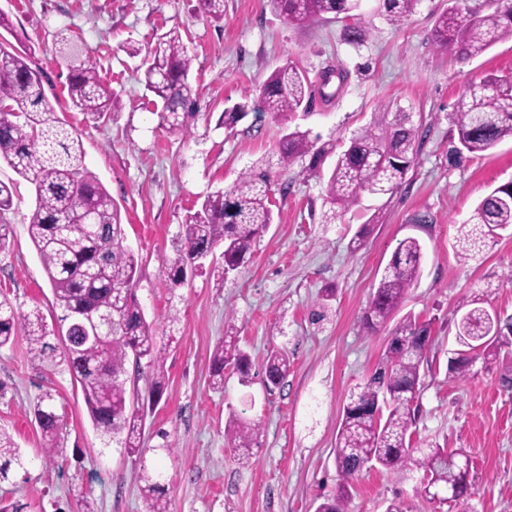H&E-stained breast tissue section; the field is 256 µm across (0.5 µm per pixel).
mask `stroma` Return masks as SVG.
<instances>
[{"label":"stroma","mask_w":512,"mask_h":512,"mask_svg":"<svg viewBox=\"0 0 512 512\" xmlns=\"http://www.w3.org/2000/svg\"><path fill=\"white\" fill-rule=\"evenodd\" d=\"M449 0H418L401 24H391L378 0H361L368 30L350 42L349 22L328 18L297 26L268 0H224V17L203 16L198 0H0L8 20L0 37L30 46L57 115L81 137L87 168L119 205L125 243L141 261L136 285L145 318L162 349L167 388L144 419L142 459L107 442L89 417L79 386L62 370L31 361L25 338L0 348V428L18 443L24 472L0 484V500L21 512H149L140 494L142 471L160 474L169 512H315L339 483L334 448L342 409L354 388L385 355L391 330L367 329L369 299L398 242L417 237L421 276L401 307L430 322L421 365L415 446L461 448L471 459L470 495L462 502L425 501L423 473L398 476L367 469L353 480L346 512H384L395 499L414 512H512V346L502 345L491 368L474 365L464 379L448 374L458 349L456 322L480 300L512 316V229L488 240L474 260L455 254L457 230L494 188L512 182V140L476 158L450 157V118L464 88L493 73L512 76V40L460 59L437 48L432 32ZM176 29L193 57L190 82L198 115L188 134L158 125L142 63L158 34ZM78 41L121 108L92 119L73 108L68 69L55 51L58 33ZM290 63L309 79L312 96L293 118L310 130L320 163L302 157L277 162L284 120L248 116L235 128L220 123L235 104L255 102L263 81ZM338 79L323 84L325 73ZM417 130L414 161L401 185L385 195L363 194L348 209L326 200L330 168L350 137L397 113ZM271 162L274 221L257 239L248 263L225 273L215 260L207 274L172 286L173 258L189 209L232 187L259 159ZM0 181L15 185L8 250L0 251V300L40 309L48 325L59 315L27 223L31 185L0 163ZM370 232L360 248V225ZM335 296L321 307L320 295ZM324 308L323 320L312 313ZM252 362L249 383L233 369L212 389L211 356L227 327ZM285 350L290 368L281 388L267 392L264 360ZM52 391L66 426V461L42 455L31 408ZM258 424L250 460L224 434L230 415ZM169 451L159 450L158 431Z\"/></svg>","instance_id":"obj_1"}]
</instances>
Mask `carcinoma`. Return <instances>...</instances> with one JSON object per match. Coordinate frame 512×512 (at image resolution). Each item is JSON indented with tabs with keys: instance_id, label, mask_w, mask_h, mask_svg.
Masks as SVG:
<instances>
[{
	"instance_id": "carcinoma-1",
	"label": "carcinoma",
	"mask_w": 512,
	"mask_h": 512,
	"mask_svg": "<svg viewBox=\"0 0 512 512\" xmlns=\"http://www.w3.org/2000/svg\"><path fill=\"white\" fill-rule=\"evenodd\" d=\"M272 9L292 24L308 26L332 14H349V0H268ZM418 0H387V19L400 24ZM493 11L483 15L454 0L437 21L434 45L458 50L466 58L481 55L494 44L512 40V5L493 0ZM59 56L68 63V95L73 107L99 119L119 110L120 99L107 91L98 69L82 59V50L67 37L56 40ZM193 59L177 30L157 38L144 62V84L158 98L159 126L170 133L186 134L195 119L194 91L189 82ZM32 52L0 46V162L7 163L34 186L35 205L28 218V233L39 255L61 311L57 329H48L40 310H16L0 301V348L25 337L33 360L45 367H61L80 386L93 426L112 438L130 456L141 457V428L145 405L156 406L166 385L164 359L136 294L138 256L124 244L121 212L99 178L84 165L77 133L68 131L47 99L44 83L31 76ZM310 100L306 76L295 66L275 70L260 87V108L287 118ZM248 115V103L224 112V127L232 128ZM452 155H480L512 138V79L489 75L462 93L453 113ZM417 131L407 115H400L386 129L370 124L349 140L337 155L327 180V200L346 209L362 192L373 194L396 188L412 162ZM310 132L294 128L280 144V161L290 164L310 153ZM273 222L268 174L255 166L230 190L204 197L198 209L185 215L175 257L168 261L174 285L186 280V270L206 273V262L218 254L224 269L236 271L252 255L257 236ZM512 227V184L495 188L479 201L459 226L456 249L466 261L475 257L497 231ZM424 259L420 241L401 240L372 295L365 313L373 329L388 322L405 295L419 279ZM512 333V317L503 320L498 337L470 357L463 351L448 360L455 377L471 372L472 360L483 365L496 360L504 332ZM70 336L63 342L60 335ZM431 323L412 315L402 317L390 332L382 364L343 407L336 436V467L341 484L333 498H326L316 512H345L350 482L365 468L380 467L402 475L423 471L416 495L429 499L427 489H450L453 501L464 499L468 478L446 448H415L410 428L415 410L408 406L420 386L423 353L418 347L430 338ZM489 335L488 311L474 306L457 323V339L469 349ZM248 374L250 357L228 329L212 354V385L224 388V368ZM288 356L272 350L264 364L268 390L279 387L288 373ZM148 369L151 379L148 403L128 387L129 370ZM47 459L62 452V415L56 396L42 394L33 407ZM225 435L242 458L260 432L259 426L232 418ZM24 466L20 448L0 429V482L9 479L12 467ZM142 494L150 512H168L160 483L143 478Z\"/></svg>"
}]
</instances>
